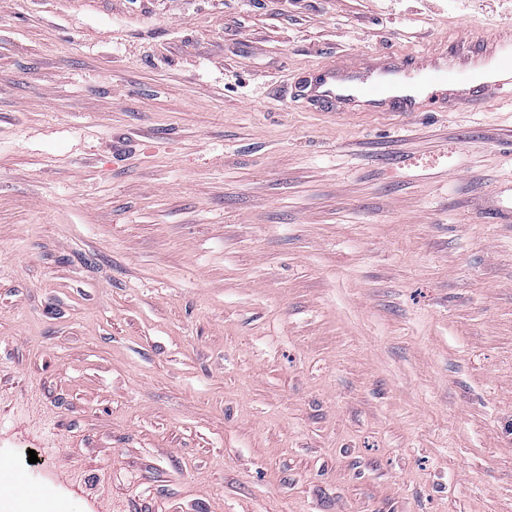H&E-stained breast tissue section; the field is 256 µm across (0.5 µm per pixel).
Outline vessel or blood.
<instances>
[{"mask_svg": "<svg viewBox=\"0 0 512 512\" xmlns=\"http://www.w3.org/2000/svg\"><path fill=\"white\" fill-rule=\"evenodd\" d=\"M462 76L448 73L435 54L340 57L313 69L301 96L324 111L343 114L356 106L372 112L411 114L431 107L459 110L512 95V26L458 45Z\"/></svg>", "mask_w": 512, "mask_h": 512, "instance_id": "obj_1", "label": "vessel or blood"}]
</instances>
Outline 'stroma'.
<instances>
[{
    "label": "stroma",
    "mask_w": 512,
    "mask_h": 512,
    "mask_svg": "<svg viewBox=\"0 0 512 512\" xmlns=\"http://www.w3.org/2000/svg\"><path fill=\"white\" fill-rule=\"evenodd\" d=\"M507 22L0 0V474L61 512H512V104L294 89Z\"/></svg>",
    "instance_id": "1"
}]
</instances>
